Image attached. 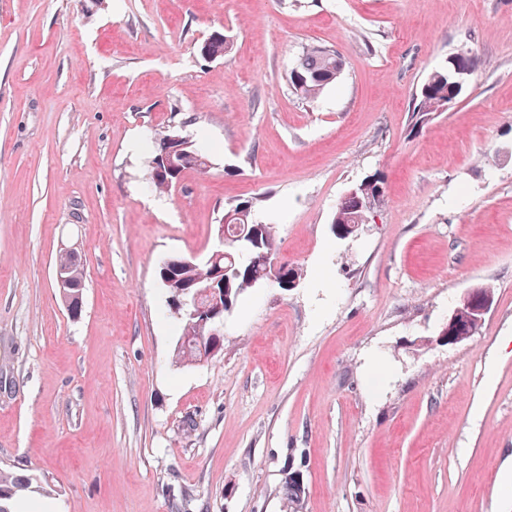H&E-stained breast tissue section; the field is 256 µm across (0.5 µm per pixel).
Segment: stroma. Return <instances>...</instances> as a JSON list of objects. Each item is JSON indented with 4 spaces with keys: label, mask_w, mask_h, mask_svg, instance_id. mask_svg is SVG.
Masks as SVG:
<instances>
[{
    "label": "stroma",
    "mask_w": 512,
    "mask_h": 512,
    "mask_svg": "<svg viewBox=\"0 0 512 512\" xmlns=\"http://www.w3.org/2000/svg\"><path fill=\"white\" fill-rule=\"evenodd\" d=\"M312 44L345 69L307 103L286 74ZM466 49L468 93L410 132ZM179 125L210 166L161 196L147 161ZM375 173L374 223L338 238ZM252 199L302 275L178 365L160 264L203 260ZM480 285L479 334L447 344ZM0 469L54 512H283L293 471L301 512H512V0H0ZM460 66L467 71L456 77H453L445 66H441L428 74L416 91L414 106L410 116V132L418 131L420 127H423L431 119V116L440 107V100L453 93V83L455 81L461 79L469 86L480 70L482 61L478 56L472 54L463 60ZM456 100V95L448 97V100H443L439 112L448 109ZM383 178L380 175H372L364 178L354 186H361L358 195L367 196L368 205L359 207L357 202L344 193L336 203L332 218V224L340 237L353 235L362 224H371L376 208L382 201L383 195H379V187H383ZM352 186V187H354ZM59 264V265H58ZM57 269H56V281L57 286L60 289V293L63 297L64 294V301L67 303L70 310H77L79 306V289H71L68 290V294L66 291V288H75L74 283L71 279V277L82 286V283H84V276H83V269L80 266V263L78 261V258L75 255H71L68 253L62 254L60 253L58 259H57ZM61 265V266H60ZM63 266V267H62ZM69 270V275H67V270ZM285 496L289 512H299L301 500L304 497L305 488L303 479L298 472H291L285 481Z\"/></svg>",
    "instance_id": "obj_1"
}]
</instances>
